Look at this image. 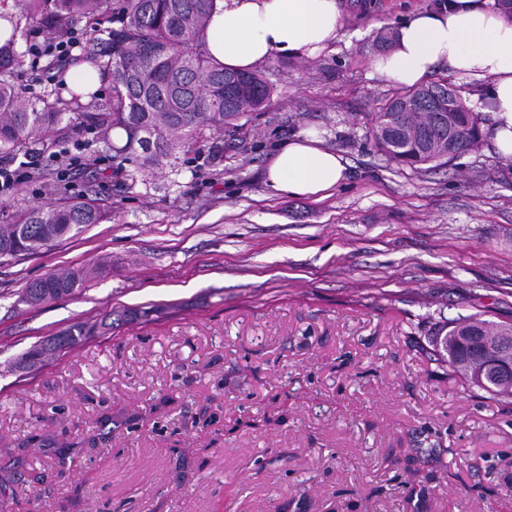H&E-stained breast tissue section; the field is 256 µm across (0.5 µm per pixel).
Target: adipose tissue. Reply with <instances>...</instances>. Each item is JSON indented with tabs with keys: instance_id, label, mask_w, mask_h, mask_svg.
<instances>
[{
	"instance_id": "1",
	"label": "adipose tissue",
	"mask_w": 512,
	"mask_h": 512,
	"mask_svg": "<svg viewBox=\"0 0 512 512\" xmlns=\"http://www.w3.org/2000/svg\"><path fill=\"white\" fill-rule=\"evenodd\" d=\"M343 14L341 0H214L206 51L236 71L276 53L312 58L335 41ZM442 64L488 80L483 129L499 156L512 157V16L495 0H447L412 11L369 66L378 78L410 88ZM345 179L341 156L311 132L281 146L266 174L273 191L298 198L325 197Z\"/></svg>"
}]
</instances>
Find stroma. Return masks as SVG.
<instances>
[{
  "mask_svg": "<svg viewBox=\"0 0 512 512\" xmlns=\"http://www.w3.org/2000/svg\"><path fill=\"white\" fill-rule=\"evenodd\" d=\"M335 42L273 55L266 106L176 167L129 178L96 145L32 139L0 164L12 213L94 189L110 221L0 259V512H512V398L463 387L434 328L512 323V164L490 144L418 169L377 151L396 87L368 61L434 0H344ZM15 81L69 98L24 19ZM305 130L348 176L319 200L272 194L277 147ZM101 267L75 295L19 296L52 269ZM118 307L134 323L20 369L34 345ZM430 475L420 489L412 470Z\"/></svg>",
  "mask_w": 512,
  "mask_h": 512,
  "instance_id": "35a3bbf8",
  "label": "stroma"
}]
</instances>
